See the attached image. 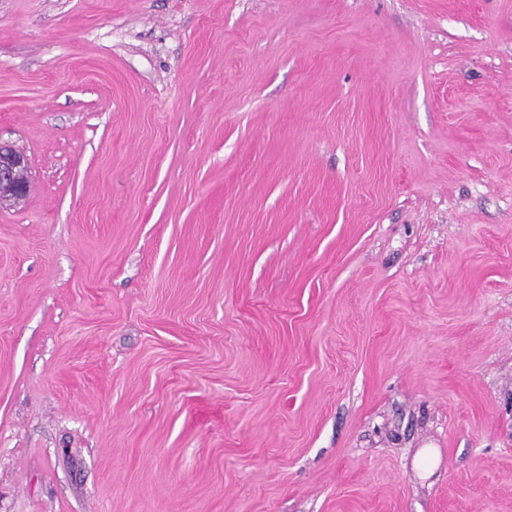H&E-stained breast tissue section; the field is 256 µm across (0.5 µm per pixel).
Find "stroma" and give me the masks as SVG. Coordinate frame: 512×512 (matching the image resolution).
Returning a JSON list of instances; mask_svg holds the SVG:
<instances>
[{
	"mask_svg": "<svg viewBox=\"0 0 512 512\" xmlns=\"http://www.w3.org/2000/svg\"><path fill=\"white\" fill-rule=\"evenodd\" d=\"M0 142V512H512V0H0ZM26 156L9 145L0 142V208L19 203L29 192ZM25 174L24 178L21 175Z\"/></svg>",
	"mask_w": 512,
	"mask_h": 512,
	"instance_id": "obj_1",
	"label": "stroma"
}]
</instances>
